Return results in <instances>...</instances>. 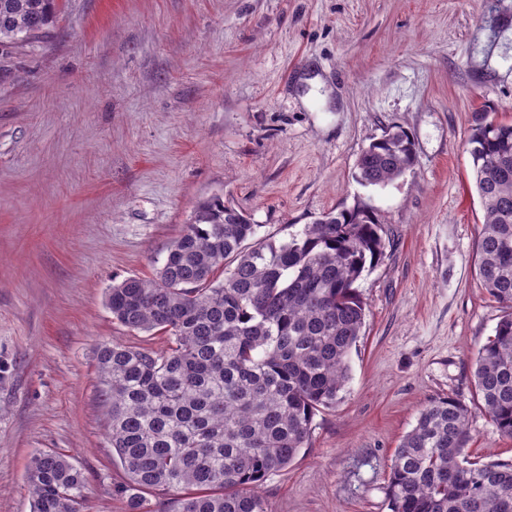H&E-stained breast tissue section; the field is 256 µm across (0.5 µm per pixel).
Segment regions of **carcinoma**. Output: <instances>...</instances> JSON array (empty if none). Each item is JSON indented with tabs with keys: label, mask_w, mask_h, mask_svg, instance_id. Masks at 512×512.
<instances>
[{
	"label": "carcinoma",
	"mask_w": 512,
	"mask_h": 512,
	"mask_svg": "<svg viewBox=\"0 0 512 512\" xmlns=\"http://www.w3.org/2000/svg\"><path fill=\"white\" fill-rule=\"evenodd\" d=\"M62 0H0V52L48 33ZM484 209L479 281L506 309L479 349L477 398L512 438V123L489 113L468 137ZM415 144L393 126L360 153L356 178L384 186L411 170ZM214 197L171 243L156 277L112 284L106 305L128 330L165 345L95 349L109 403V442L123 469V512H268L257 493L299 455L315 416L336 405L365 324L355 288L386 249L383 226L359 203L332 210L285 241ZM468 407L443 397L420 413L391 465V512H512V463L464 454ZM31 512H84L88 478L63 455H33Z\"/></svg>",
	"instance_id": "1"
}]
</instances>
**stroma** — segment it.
Returning a JSON list of instances; mask_svg holds the SVG:
<instances>
[{"instance_id":"1","label":"stroma","mask_w":512,"mask_h":512,"mask_svg":"<svg viewBox=\"0 0 512 512\" xmlns=\"http://www.w3.org/2000/svg\"><path fill=\"white\" fill-rule=\"evenodd\" d=\"M481 112L512 121V0H63L0 56V512H30L39 450L85 470V512H122L94 351L146 337L106 291L153 278L214 196L278 241L361 201L390 240L356 283L347 388L259 487L269 512H390L395 450L438 398L467 405L471 460H512L473 382L504 314L477 277ZM393 125L415 166L361 185Z\"/></svg>"}]
</instances>
